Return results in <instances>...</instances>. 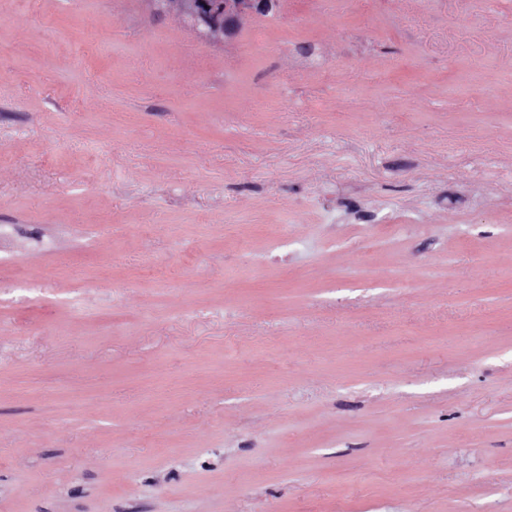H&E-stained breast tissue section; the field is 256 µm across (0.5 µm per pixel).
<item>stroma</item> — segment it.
Instances as JSON below:
<instances>
[{"label":"stroma","instance_id":"stroma-1","mask_svg":"<svg viewBox=\"0 0 512 512\" xmlns=\"http://www.w3.org/2000/svg\"><path fill=\"white\" fill-rule=\"evenodd\" d=\"M0 512H512V0H0ZM157 12L188 20L214 46L234 37L242 22L275 9L279 0H145Z\"/></svg>","mask_w":512,"mask_h":512}]
</instances>
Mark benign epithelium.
I'll list each match as a JSON object with an SVG mask.
<instances>
[{
    "label": "benign epithelium",
    "mask_w": 512,
    "mask_h": 512,
    "mask_svg": "<svg viewBox=\"0 0 512 512\" xmlns=\"http://www.w3.org/2000/svg\"><path fill=\"white\" fill-rule=\"evenodd\" d=\"M158 12L189 21L214 46L234 37L242 22L275 9L279 0H146Z\"/></svg>",
    "instance_id": "1"
}]
</instances>
